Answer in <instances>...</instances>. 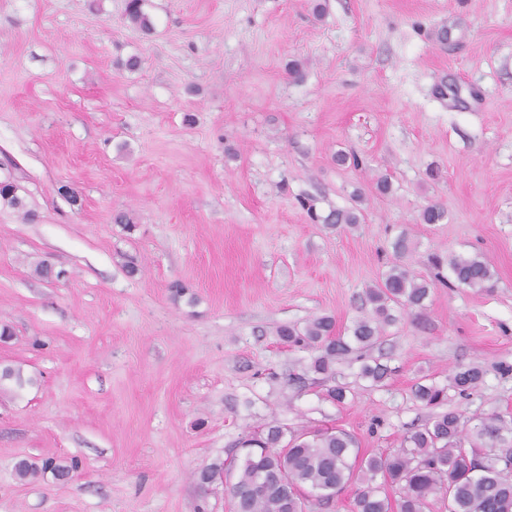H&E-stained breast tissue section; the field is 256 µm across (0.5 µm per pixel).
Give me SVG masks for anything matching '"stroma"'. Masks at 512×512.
<instances>
[{
    "instance_id": "1",
    "label": "stroma",
    "mask_w": 512,
    "mask_h": 512,
    "mask_svg": "<svg viewBox=\"0 0 512 512\" xmlns=\"http://www.w3.org/2000/svg\"><path fill=\"white\" fill-rule=\"evenodd\" d=\"M126 3L0 0V181L26 202L0 204V512H234L246 435L398 448L432 415L423 375L463 419L512 420V0H147L149 32ZM304 198L363 219L313 223ZM402 235L424 278L478 253L494 288L396 310L385 386L352 358L325 381L278 328L346 331ZM46 458L69 474L17 476ZM484 371L479 365L461 368L452 379L453 387L460 395L469 396L482 382ZM412 394L425 407H440L447 400V388L423 376L412 387Z\"/></svg>"
}]
</instances>
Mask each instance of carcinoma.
Returning a JSON list of instances; mask_svg holds the SVG:
<instances>
[{"label": "carcinoma", "instance_id": "cac0c4a2", "mask_svg": "<svg viewBox=\"0 0 512 512\" xmlns=\"http://www.w3.org/2000/svg\"><path fill=\"white\" fill-rule=\"evenodd\" d=\"M144 4L145 0H128L126 16L149 31L153 25ZM4 183L0 201L24 208L19 187L9 179ZM318 220L334 227L358 224L361 215L332 210ZM393 251L397 261L365 292L369 313L355 320L348 334L336 333L335 321L327 315L316 316L303 327H280L285 343L313 353L309 369L314 373L332 379L336 362L352 355L361 362L359 377L374 386L393 373L371 351L394 320V307L423 308L433 287L401 262L410 251L406 237L395 240ZM448 269L455 288L494 287L493 271L477 254L448 256ZM483 376L481 366L469 365L455 373L452 385L469 396ZM412 394L428 408L447 400V388L424 376L415 382ZM284 435L282 427L269 425L244 441L248 451L229 489L237 512H302L307 492L328 504L353 480L356 470L361 472V487L354 512H423L431 497L446 503L448 512H512V421L501 416L482 417L467 429L457 412L435 413L425 424L408 429L399 448L370 455L357 465L350 462L355 441L342 430L294 431L285 444ZM394 487L399 496L393 500L388 489Z\"/></svg>", "mask_w": 512, "mask_h": 512}]
</instances>
